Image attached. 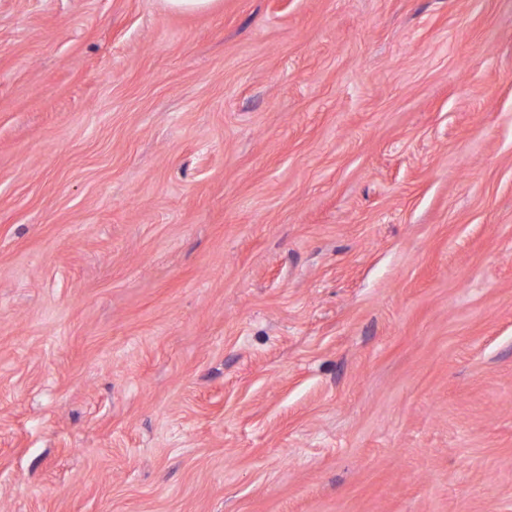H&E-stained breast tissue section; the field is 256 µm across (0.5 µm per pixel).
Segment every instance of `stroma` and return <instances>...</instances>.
Wrapping results in <instances>:
<instances>
[{
	"label": "stroma",
	"mask_w": 512,
	"mask_h": 512,
	"mask_svg": "<svg viewBox=\"0 0 512 512\" xmlns=\"http://www.w3.org/2000/svg\"><path fill=\"white\" fill-rule=\"evenodd\" d=\"M0 512H512V0H0Z\"/></svg>",
	"instance_id": "35a3bbf8"
}]
</instances>
